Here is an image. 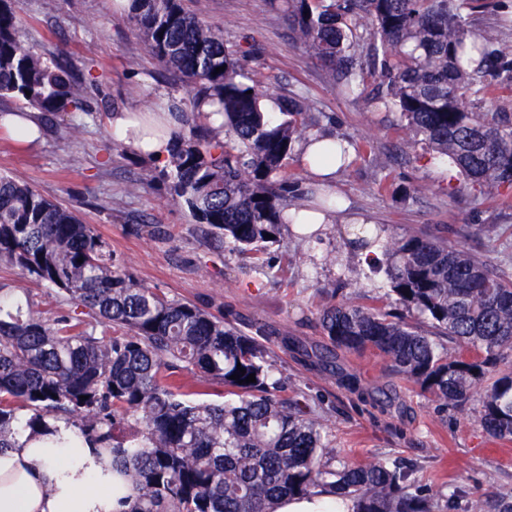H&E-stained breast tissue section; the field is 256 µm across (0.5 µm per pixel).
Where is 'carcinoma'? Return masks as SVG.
<instances>
[{
  "label": "carcinoma",
  "instance_id": "cac0c4a2",
  "mask_svg": "<svg viewBox=\"0 0 512 512\" xmlns=\"http://www.w3.org/2000/svg\"><path fill=\"white\" fill-rule=\"evenodd\" d=\"M270 4L343 97L398 114L413 142L485 197L512 189V107L504 105L512 44L502 37L512 17L478 27L482 0ZM18 7L0 0V98L52 116L91 115L86 85L24 38ZM129 18L139 47L189 87L171 105L175 145L165 165L133 188L162 178L204 235L258 257L280 245L287 225L336 212L327 196L301 203L287 175L291 156L325 132L326 115L297 94L264 111L252 52L228 49L223 32L181 0H131ZM346 157L341 138L312 162ZM357 243L377 248L365 263L384 275L388 304L327 303L322 348L286 336L282 345L331 371L339 351H374L441 409L479 397L484 432L511 441L512 272L413 231ZM0 266L64 305L44 318L0 283V449L24 434L102 449L131 484L122 512H276L282 499L316 490L351 501L350 512H442L454 503H439L401 460L340 459L318 403L275 376L266 334L250 336L222 313L144 286L93 225L3 173ZM240 366L256 382L232 379ZM214 385L224 387L223 402L199 399ZM130 420L135 431L121 434ZM466 512H512V486L490 504L468 502Z\"/></svg>",
  "mask_w": 512,
  "mask_h": 512
}]
</instances>
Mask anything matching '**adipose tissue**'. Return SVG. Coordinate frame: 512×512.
<instances>
[{
	"label": "adipose tissue",
	"mask_w": 512,
	"mask_h": 512,
	"mask_svg": "<svg viewBox=\"0 0 512 512\" xmlns=\"http://www.w3.org/2000/svg\"><path fill=\"white\" fill-rule=\"evenodd\" d=\"M112 133L132 152L164 161L168 138L153 136L136 113L110 117ZM120 476L108 455L92 448H45L20 440L0 450V512H118Z\"/></svg>",
	"instance_id": "obj_1"
}]
</instances>
